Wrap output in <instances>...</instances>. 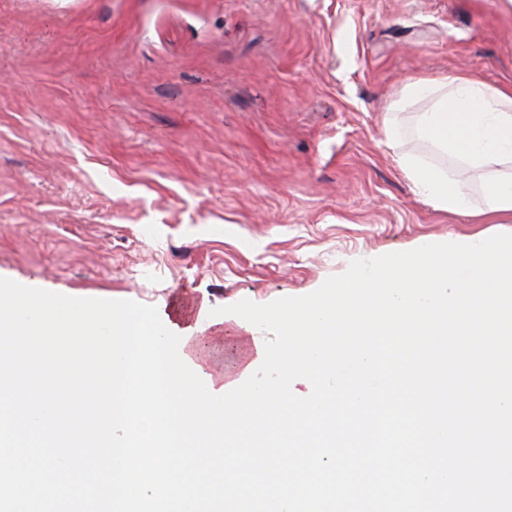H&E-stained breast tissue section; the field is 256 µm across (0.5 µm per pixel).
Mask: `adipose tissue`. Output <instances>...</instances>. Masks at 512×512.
I'll return each mask as SVG.
<instances>
[{
  "mask_svg": "<svg viewBox=\"0 0 512 512\" xmlns=\"http://www.w3.org/2000/svg\"><path fill=\"white\" fill-rule=\"evenodd\" d=\"M415 109L420 137L454 157L459 166L444 170L418 155L403 153L397 162L413 193L452 213L470 208L463 171L512 161V88L488 84L465 74L409 79L388 108V143H396L394 113Z\"/></svg>",
  "mask_w": 512,
  "mask_h": 512,
  "instance_id": "ef3b65f1",
  "label": "adipose tissue"
}]
</instances>
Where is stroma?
Wrapping results in <instances>:
<instances>
[{"label": "stroma", "instance_id": "1", "mask_svg": "<svg viewBox=\"0 0 512 512\" xmlns=\"http://www.w3.org/2000/svg\"><path fill=\"white\" fill-rule=\"evenodd\" d=\"M512 85L505 0H0V277L198 325L245 382L265 333L226 306L357 259L512 234L413 194L452 159L403 130L415 76Z\"/></svg>", "mask_w": 512, "mask_h": 512}]
</instances>
